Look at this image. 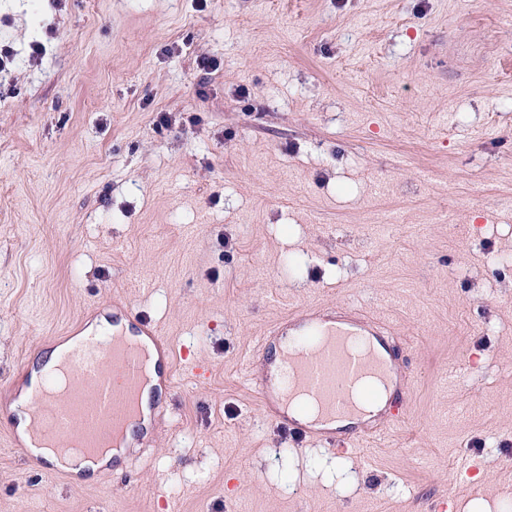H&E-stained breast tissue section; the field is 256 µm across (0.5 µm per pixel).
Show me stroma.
Listing matches in <instances>:
<instances>
[{"label":"stroma","instance_id":"35a3bbf8","mask_svg":"<svg viewBox=\"0 0 512 512\" xmlns=\"http://www.w3.org/2000/svg\"><path fill=\"white\" fill-rule=\"evenodd\" d=\"M509 20L0 0V402L101 317L144 314L174 352L146 448L94 479L0 417V512H512V271L487 262L512 256ZM350 305L394 315L412 379L388 437L343 452L267 422L243 361L289 314Z\"/></svg>","mask_w":512,"mask_h":512}]
</instances>
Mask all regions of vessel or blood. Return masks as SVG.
Masks as SVG:
<instances>
[{
	"instance_id": "b4317fda",
	"label": "vessel or blood",
	"mask_w": 512,
	"mask_h": 512,
	"mask_svg": "<svg viewBox=\"0 0 512 512\" xmlns=\"http://www.w3.org/2000/svg\"><path fill=\"white\" fill-rule=\"evenodd\" d=\"M130 331L127 338H89L66 354L69 390L59 393L54 380H47L37 401L34 432L42 446L66 453L77 443L84 457L94 458L125 434L140 414L143 344H150L157 355L160 387L171 389L167 370L174 355L157 325L136 315ZM392 334L385 319L342 308L293 314L264 333L256 355L246 357L245 369L253 371L261 353L267 361H278L286 375L284 391L265 381L255 384L263 410L278 428L300 441L354 447L381 436L387 420L357 423L347 434L333 429L332 423L355 416V398L369 394V379L390 378L395 363ZM289 393L315 407L317 420L289 413L284 405Z\"/></svg>"
}]
</instances>
